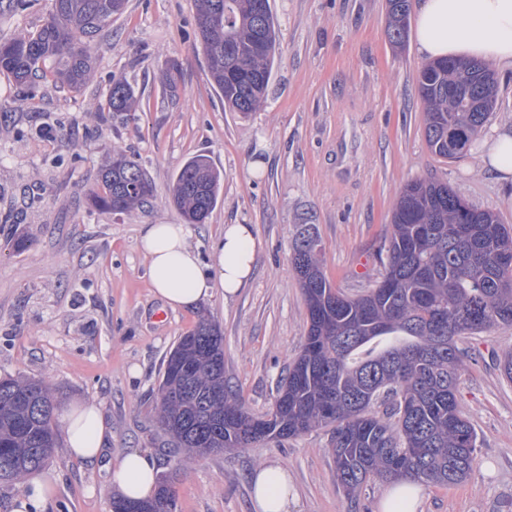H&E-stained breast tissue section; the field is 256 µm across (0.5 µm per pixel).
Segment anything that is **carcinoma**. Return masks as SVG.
Wrapping results in <instances>:
<instances>
[{"label":"carcinoma","instance_id":"carcinoma-1","mask_svg":"<svg viewBox=\"0 0 512 512\" xmlns=\"http://www.w3.org/2000/svg\"><path fill=\"white\" fill-rule=\"evenodd\" d=\"M196 28L213 84L231 112H253L271 77L276 29L269 0H195ZM391 43L405 46L411 0H388ZM126 0H51L34 32L0 42V71L24 83L51 73L73 89L93 69L91 41L123 13ZM165 86L178 91L179 65L165 63ZM495 78L484 62L443 60L421 67L418 92L426 139L447 158L486 121ZM135 88L112 79L108 105L127 112ZM220 173L205 155L180 169L172 202L188 224L206 222L218 203ZM153 187L141 165L121 151L89 190L99 212L122 214L150 204ZM314 234H302L292 263L309 329L304 348L277 385L272 412L251 416L224 378V336L208 319L179 338L164 360L158 422L173 425L168 444L188 455L281 441L314 428L331 431L336 478L353 501L372 478H410L451 486L464 482L477 457V434L457 399L469 353L456 338L512 324V230L493 213L463 206L446 183L413 181L392 215L379 288L350 298L321 269ZM59 402L43 380L0 378V484L40 469L56 446ZM181 464L166 473L138 512H174Z\"/></svg>","mask_w":512,"mask_h":512}]
</instances>
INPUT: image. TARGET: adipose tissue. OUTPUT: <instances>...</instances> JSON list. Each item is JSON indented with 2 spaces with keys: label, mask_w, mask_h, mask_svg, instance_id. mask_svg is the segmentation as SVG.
I'll list each match as a JSON object with an SVG mask.
<instances>
[{
  "label": "adipose tissue",
  "mask_w": 512,
  "mask_h": 512,
  "mask_svg": "<svg viewBox=\"0 0 512 512\" xmlns=\"http://www.w3.org/2000/svg\"><path fill=\"white\" fill-rule=\"evenodd\" d=\"M417 50L429 61L474 59L512 71V0H419ZM185 224H149L138 239L153 292L169 307L187 309L222 292L239 293L249 280L257 241L247 224H228L215 242L216 262L204 264ZM69 457L88 465L103 454L105 420L94 404L74 403L58 416ZM159 466L148 452L132 450L112 467V485L124 498L146 500L157 490ZM253 512H296L299 494L286 467L263 463L250 476Z\"/></svg>",
  "instance_id": "obj_1"
}]
</instances>
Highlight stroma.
<instances>
[{"label":"stroma","instance_id":"stroma-1","mask_svg":"<svg viewBox=\"0 0 512 512\" xmlns=\"http://www.w3.org/2000/svg\"><path fill=\"white\" fill-rule=\"evenodd\" d=\"M277 51L266 99L248 114L225 110L195 27L194 0H127L94 43L93 72L78 92L53 78L35 89L0 73V377L46 379L62 405L96 404L108 427L103 461L70 459L64 442L44 471L46 512H112L109 464L138 448L161 471L176 462L157 424L163 361L200 315L220 325L224 374L252 415L272 409L276 382L301 351L309 319L293 248L320 241L323 270L355 298L385 273L378 257L394 206L416 179L448 186L512 227V182L483 169L495 126L512 123V72H496V102L469 149L432 153L417 79L415 34L395 48L387 0H269ZM51 0L17 12L0 0V41L43 23ZM180 81L170 95L166 61ZM131 83V111L108 109L112 78ZM133 155L153 185L152 205L124 214L90 210L87 193L108 153ZM221 174L218 204L191 227L204 263L225 225H251L254 271L235 297L170 309L155 297L137 248L143 225L178 224L170 187L192 157ZM472 355L459 408L478 435L465 482L425 485L417 512H512V383L496 367L512 351V325L460 337ZM286 467L299 512H381L388 482H366L349 504L330 434L193 456L175 484V512H251L248 477L262 462Z\"/></svg>","mask_w":512,"mask_h":512}]
</instances>
